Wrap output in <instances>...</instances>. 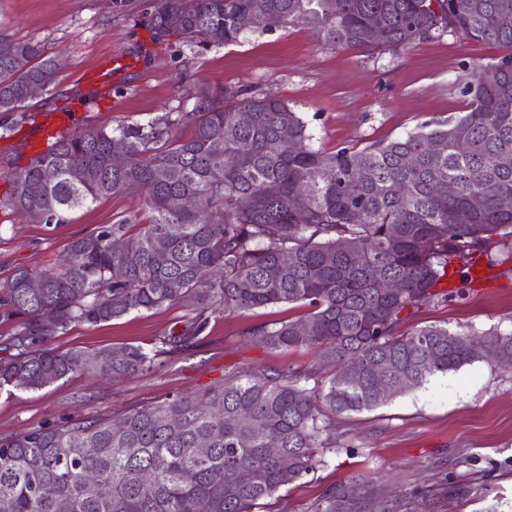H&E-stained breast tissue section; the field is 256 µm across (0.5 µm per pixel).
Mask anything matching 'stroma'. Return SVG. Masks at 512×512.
<instances>
[{"mask_svg":"<svg viewBox=\"0 0 512 512\" xmlns=\"http://www.w3.org/2000/svg\"><path fill=\"white\" fill-rule=\"evenodd\" d=\"M130 14H116L112 0H0V29L34 40L59 59L55 93L43 94V110L62 106V93L88 91V75L115 58L112 80L93 103H72L78 127L145 125L156 117L192 108L187 91L198 84L273 94L303 116L314 148L387 142L424 124L467 111L461 92L463 64L504 55V47L446 34L396 52L368 55L353 48L322 46L296 26L250 34L242 42L194 55L187 46L159 45L150 58L142 24L152 0H134ZM148 213L140 192L112 195L74 213L67 224H36L0 212V285L16 269L53 268L68 243L94 229L129 221L137 232ZM451 300L420 309L401 325L452 331L512 330V265L482 267L479 279H447ZM304 304H277L220 312L194 350L154 368L109 382L74 375L36 390L0 396V437L10 438L70 417L109 415L179 394H201L225 377L259 368L298 371L315 367L308 347L271 349L253 334L274 322L306 316ZM184 308L135 311L99 325L75 324L51 340L66 351H101L148 345L180 330ZM344 446L325 466L283 487L262 512H311L331 484L359 477L373 485L390 512H512V370L478 360L437 374L386 404L331 417Z\"/></svg>","mask_w":512,"mask_h":512,"instance_id":"stroma-1","label":"stroma"}]
</instances>
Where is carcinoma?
<instances>
[{
  "label": "carcinoma",
  "mask_w": 512,
  "mask_h": 512,
  "mask_svg": "<svg viewBox=\"0 0 512 512\" xmlns=\"http://www.w3.org/2000/svg\"><path fill=\"white\" fill-rule=\"evenodd\" d=\"M469 2L462 10L459 0H153L144 20L151 42L201 52L302 25L326 47L368 55L445 33L509 53L463 65L468 111L387 142L322 152L288 102L200 85L188 92L190 110L143 126L75 130L52 139L41 159L1 174L9 184L1 210H37L44 223L65 224L135 185L149 221L135 234L124 220L76 237L59 268H20L0 286V323L13 328L0 339V392L150 369L191 350L213 314L281 303L310 312L254 335L271 349L311 347L336 372L258 369L202 396L0 438V512H255L340 448L327 414L370 411L438 373L512 358V332L398 331L403 312L453 297L438 289L449 268L467 278L483 261H512V210L499 205L512 196V0ZM244 13L253 18L247 31L238 24ZM374 15L384 18L377 33ZM2 41L12 53L0 55V112L16 119L0 135L10 137L29 119V86L56 88L58 70L41 43L0 30ZM242 111L251 113L246 125ZM180 127L191 133L179 135ZM119 143L121 169L110 162ZM182 196L191 208L171 206ZM32 277L43 283L37 293L22 287ZM388 280L400 287H381ZM176 304L188 311L182 329L147 347L93 354L49 346L74 324ZM377 363L388 367L384 397L371 376ZM272 437L288 456L286 477L267 452ZM88 471L99 476L94 490ZM374 500L368 487L356 494L335 483L312 512H374Z\"/></svg>",
  "instance_id": "obj_1"
}]
</instances>
